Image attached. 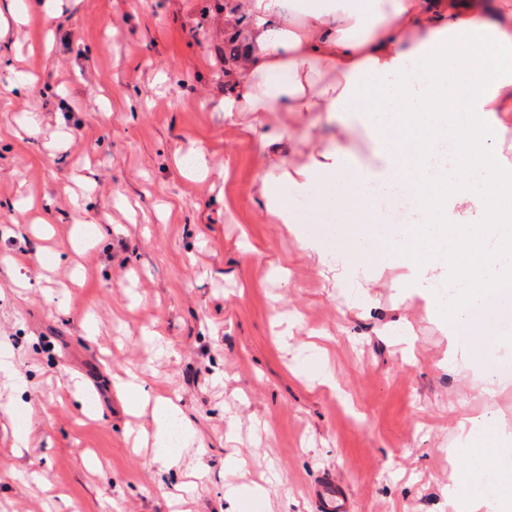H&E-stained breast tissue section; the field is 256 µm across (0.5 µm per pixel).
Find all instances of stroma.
Returning <instances> with one entry per match:
<instances>
[{
	"label": "stroma",
	"instance_id": "obj_1",
	"mask_svg": "<svg viewBox=\"0 0 512 512\" xmlns=\"http://www.w3.org/2000/svg\"><path fill=\"white\" fill-rule=\"evenodd\" d=\"M232 46L214 0H62L0 37V256L29 257L0 264V350L26 382L0 400L34 410L23 453L0 418V512H237L229 490L256 485L273 512H319L329 475L350 512H448L455 419L482 398L448 365L447 320L408 259L351 289L256 191L268 156L333 140L377 167L371 133L225 117ZM130 370L193 422L175 467L134 441Z\"/></svg>",
	"mask_w": 512,
	"mask_h": 512
}]
</instances>
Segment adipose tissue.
<instances>
[{
	"label": "adipose tissue",
	"mask_w": 512,
	"mask_h": 512,
	"mask_svg": "<svg viewBox=\"0 0 512 512\" xmlns=\"http://www.w3.org/2000/svg\"><path fill=\"white\" fill-rule=\"evenodd\" d=\"M228 29L246 47L233 70L225 113L314 112L351 127L367 125L378 169L353 166L335 146L306 164H271L259 195L268 219L293 227L300 204L318 222L349 224L401 189L422 218L390 234L381 224L343 235L336 259L349 272L390 256L399 243L413 267L408 286L426 292L433 312L448 317L450 360L474 374L487 406L462 411L458 437L470 460L448 490V512H512V438L500 436L491 406L503 394L494 358L512 308V227L488 215L512 209V147L503 114L512 112V0H245ZM466 113L475 135L459 137L447 110ZM453 141L452 165L435 166L441 142ZM448 253L449 294L426 274ZM160 460L172 425L191 435L181 408L152 407Z\"/></svg>",
	"instance_id": "adipose-tissue-1"
}]
</instances>
